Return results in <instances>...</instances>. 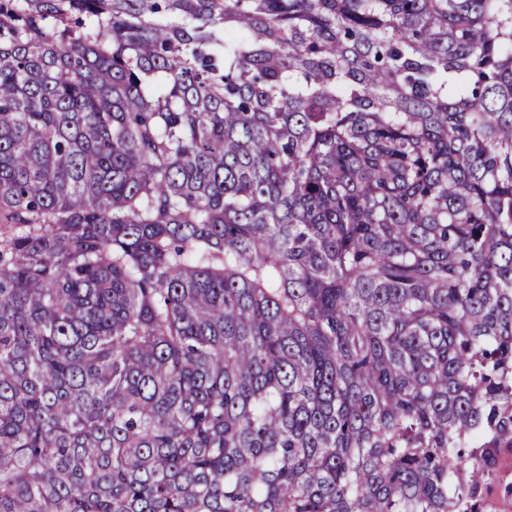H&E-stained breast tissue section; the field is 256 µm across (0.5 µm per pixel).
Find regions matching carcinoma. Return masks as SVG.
I'll return each instance as SVG.
<instances>
[{"label":"carcinoma","mask_w":512,"mask_h":512,"mask_svg":"<svg viewBox=\"0 0 512 512\" xmlns=\"http://www.w3.org/2000/svg\"><path fill=\"white\" fill-rule=\"evenodd\" d=\"M512 448V0H0V512H481Z\"/></svg>","instance_id":"carcinoma-1"}]
</instances>
